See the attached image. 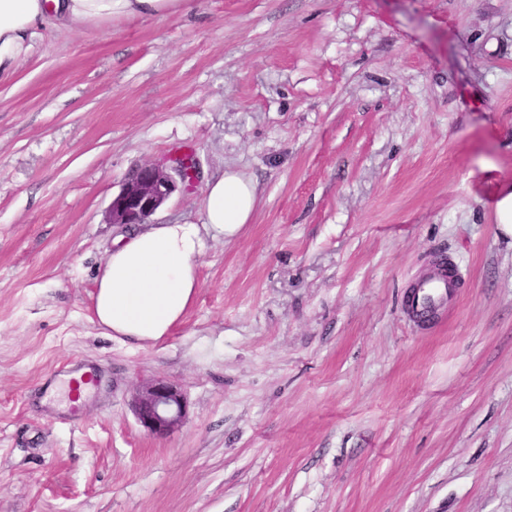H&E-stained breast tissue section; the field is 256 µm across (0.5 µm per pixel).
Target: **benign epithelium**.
I'll return each mask as SVG.
<instances>
[{"label": "benign epithelium", "instance_id": "1", "mask_svg": "<svg viewBox=\"0 0 512 512\" xmlns=\"http://www.w3.org/2000/svg\"><path fill=\"white\" fill-rule=\"evenodd\" d=\"M186 184L184 170L175 161L168 166L140 165L128 172L119 193L112 199L107 210L108 223L123 227L150 224L179 186ZM132 407L140 424L155 436H167L185 423V397L163 379L142 383L133 396Z\"/></svg>", "mask_w": 512, "mask_h": 512}]
</instances>
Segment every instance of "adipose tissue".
<instances>
[{"mask_svg":"<svg viewBox=\"0 0 512 512\" xmlns=\"http://www.w3.org/2000/svg\"><path fill=\"white\" fill-rule=\"evenodd\" d=\"M192 0H0V72L29 49L32 29L47 19L78 29L118 25L135 17L164 18ZM257 187L239 171L207 179L202 223L143 224L118 235L95 278L93 320L116 339L142 347L168 336L193 303L197 260L208 240L238 237L254 214Z\"/></svg>","mask_w":512,"mask_h":512,"instance_id":"adipose-tissue-1","label":"adipose tissue"}]
</instances>
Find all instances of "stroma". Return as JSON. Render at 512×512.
Wrapping results in <instances>:
<instances>
[{
    "label": "stroma",
    "mask_w": 512,
    "mask_h": 512,
    "mask_svg": "<svg viewBox=\"0 0 512 512\" xmlns=\"http://www.w3.org/2000/svg\"><path fill=\"white\" fill-rule=\"evenodd\" d=\"M259 188L169 336L92 320L125 175ZM512 0H193L37 29L0 79V512H512ZM452 261L429 324L409 285ZM95 385L68 398L76 363ZM188 401L166 437L138 383ZM498 226L503 236L512 237V191L508 188L497 201ZM132 407L140 424L155 436L174 433L185 423V397L176 386L163 379L142 383L133 396Z\"/></svg>",
    "instance_id": "obj_1"
}]
</instances>
